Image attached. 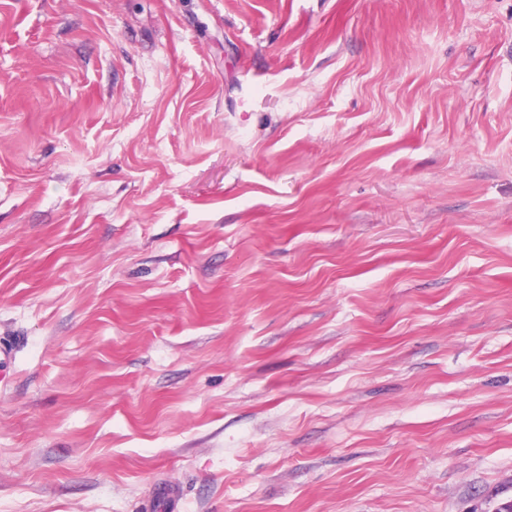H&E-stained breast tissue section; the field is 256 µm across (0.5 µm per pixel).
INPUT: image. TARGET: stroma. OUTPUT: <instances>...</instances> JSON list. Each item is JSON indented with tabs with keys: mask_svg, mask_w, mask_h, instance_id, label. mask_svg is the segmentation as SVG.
Returning a JSON list of instances; mask_svg holds the SVG:
<instances>
[{
	"mask_svg": "<svg viewBox=\"0 0 512 512\" xmlns=\"http://www.w3.org/2000/svg\"><path fill=\"white\" fill-rule=\"evenodd\" d=\"M0 512L512 500V0H0Z\"/></svg>",
	"mask_w": 512,
	"mask_h": 512,
	"instance_id": "35a3bbf8",
	"label": "stroma"
}]
</instances>
